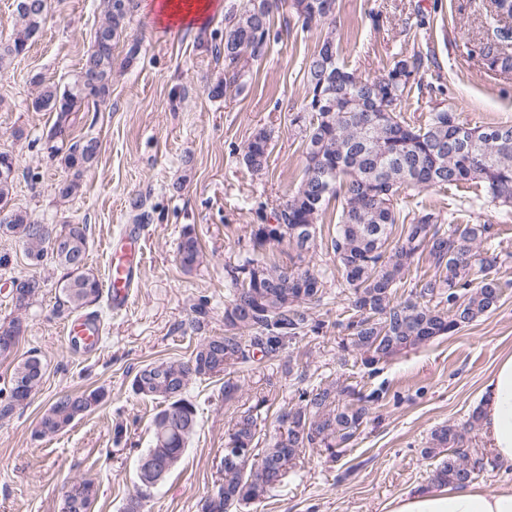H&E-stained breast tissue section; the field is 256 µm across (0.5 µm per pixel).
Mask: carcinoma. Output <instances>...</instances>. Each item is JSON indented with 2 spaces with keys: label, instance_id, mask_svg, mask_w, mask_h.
Listing matches in <instances>:
<instances>
[{
  "label": "carcinoma",
  "instance_id": "cac0c4a2",
  "mask_svg": "<svg viewBox=\"0 0 512 512\" xmlns=\"http://www.w3.org/2000/svg\"><path fill=\"white\" fill-rule=\"evenodd\" d=\"M44 0H17V23L11 36L0 39V66L27 49L46 16ZM134 0H107L104 22L94 45L67 86L43 84L32 107L55 113L46 141L73 178L60 182L57 194L73 196L79 178L98 160V140H66L72 115L89 102L106 100L112 83V50L125 33ZM278 0H239L224 26V80L212 89L216 97L243 89L246 63L265 54L271 34V15ZM336 0H288L287 6L307 28H319L332 19ZM479 55L493 72L512 70V38ZM425 57L416 53L397 59L378 77L362 79L338 59L331 33L320 38L307 65V95L290 124L304 134L307 166L292 196L272 209L276 225H251L248 241L236 264L225 267L229 278L224 303V335L205 336L189 356L154 361L140 367L131 381L132 392L158 404L150 440L137 458L135 491L122 512H144L161 483V469L178 466L198 424L196 405L187 397L196 379L221 381L224 401L236 398L239 385L230 378L253 361L255 352L268 359L284 357L285 375L298 382L306 366L294 351L309 335H320L324 322L314 309L326 289L322 275L307 259L316 253L322 236L319 220L331 200L341 208L326 250L347 290L342 318L336 320L343 355L356 354L368 373L377 365L451 334L497 308L503 289L512 285L498 276L500 255L486 246L494 238L490 224H458L453 212L444 219L427 209L404 210L410 191L479 185L484 199L512 204V124L472 126L449 108H434L424 122L402 114L401 105L421 88ZM271 133L257 131L247 143L242 160L255 172L267 166ZM16 172L0 174V228L17 239L25 257L52 261L60 272L57 312L73 314L96 304L102 291L88 267L87 238L78 224L37 230L26 212L10 207ZM288 241L293 252L282 260L270 245ZM178 262L187 273L203 263L200 239L186 226L178 243ZM423 261L429 276L408 279L410 268ZM42 288L29 286L12 296L15 316L0 323V336L19 341L26 330L25 315ZM46 374V364L35 354L16 360L7 387L0 390V419L24 407ZM100 388L58 396L39 418L35 433L51 438L93 412L104 401ZM385 391L364 393L338 379H322L298 389L297 402L270 411L268 399L254 403L231 420L224 442L247 448L237 465L221 469L222 483L202 497L197 512H231L261 503L279 485L280 468L296 466L308 448H323L329 457L341 456L370 419L372 405ZM274 431L263 432L267 421ZM480 422L472 413L468 427L455 424L434 430L423 454L439 458L435 480L441 485L466 484L475 479L467 434ZM99 487L91 479L66 484L60 512H91Z\"/></svg>",
  "mask_w": 512,
  "mask_h": 512
}]
</instances>
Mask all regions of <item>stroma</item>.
<instances>
[{
    "label": "stroma",
    "mask_w": 512,
    "mask_h": 512,
    "mask_svg": "<svg viewBox=\"0 0 512 512\" xmlns=\"http://www.w3.org/2000/svg\"><path fill=\"white\" fill-rule=\"evenodd\" d=\"M218 2L206 24L181 33L134 9L113 49L109 96L97 110L78 112L70 129L71 136L97 138L100 153L78 192L66 200L55 187L67 173L45 143L54 115L34 111L31 102L39 84L73 80L105 19L104 0H53L27 50L0 67V152L16 160V206L39 224L85 227L88 265L102 281L108 276L106 243L131 224L132 199L143 198L152 214L140 227L147 255L131 303L119 313L99 304L103 339L89 355L69 347L65 321L54 313L57 272L48 264L28 266L20 244L0 238V251L14 257L13 265L0 269V320L13 310L12 278L33 276L44 283L15 358L0 357V386L8 382L16 357L32 351L47 364L30 403L0 420V512H59L62 489L73 477L98 485L93 512H120L134 492L137 456L147 446L157 411L154 403L132 394L135 371L151 361L187 356L199 336L223 335L226 266L235 263L257 223L258 206L284 203L304 175L306 156L288 115L303 104L304 73L320 32L280 8L265 56L246 73L243 90L215 98L211 90L224 76L215 48L224 41V17L235 0ZM490 5V0H336L331 27L338 57L371 79L401 56L430 54L420 92L402 105L407 117L421 120L434 107L451 106L472 125L512 123V73L487 70L471 51L474 42L494 37ZM135 39L141 52L129 63L127 45ZM262 128L272 135L270 155L266 169L255 173L242 155ZM460 221L494 227L499 274L510 283L497 310L379 364L372 374L340 362L334 323L345 306L336 292L341 274L325 248H318L313 261L334 296L316 309L326 323L323 333L302 343L307 382L341 377L388 395L374 405L368 425L344 455L332 460L324 449H307L302 463L251 512H389L399 498L433 487L436 462L422 455L432 430L448 423L466 426L495 364L512 352V206L488 203ZM186 226L195 228L204 252L202 265L190 273L176 258ZM202 298L208 314L196 331L189 325L191 306ZM233 379L240 391L230 403L211 381L189 386L198 427L180 466L146 512H196L197 501L219 477L233 412L259 393L277 406L296 401L299 383L282 375L277 362L251 363ZM97 387L106 398L93 413L53 439L35 436L40 416L58 395ZM119 423L125 433L118 440Z\"/></svg>",
    "instance_id": "obj_1"
}]
</instances>
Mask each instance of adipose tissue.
<instances>
[{
    "instance_id": "ef3b65f1",
    "label": "adipose tissue",
    "mask_w": 512,
    "mask_h": 512,
    "mask_svg": "<svg viewBox=\"0 0 512 512\" xmlns=\"http://www.w3.org/2000/svg\"><path fill=\"white\" fill-rule=\"evenodd\" d=\"M213 0H145L146 12L156 13L160 24L193 30L206 23ZM480 410L485 436L497 461L512 467V354L504 355L492 370L482 392ZM390 512H512V488L493 494L472 485L436 491L424 489L398 499Z\"/></svg>"
}]
</instances>
